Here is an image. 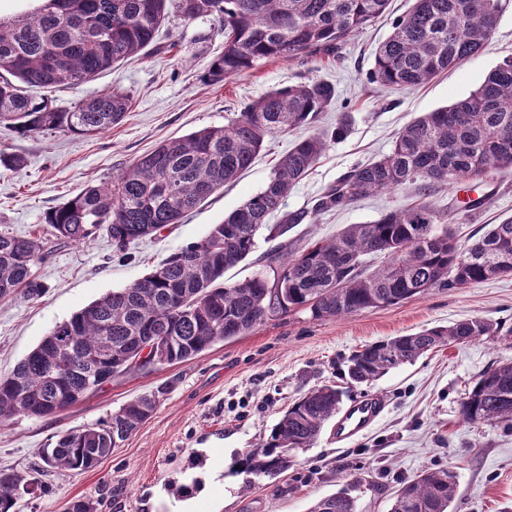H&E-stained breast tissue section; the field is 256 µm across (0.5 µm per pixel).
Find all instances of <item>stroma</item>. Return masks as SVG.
I'll use <instances>...</instances> for the list:
<instances>
[{"instance_id":"35a3bbf8","label":"stroma","mask_w":512,"mask_h":512,"mask_svg":"<svg viewBox=\"0 0 512 512\" xmlns=\"http://www.w3.org/2000/svg\"><path fill=\"white\" fill-rule=\"evenodd\" d=\"M503 3L493 38L476 56L416 89H384L368 80L377 46L413 0H391L386 13L350 37L338 56L262 60L219 84L206 82L204 75L224 51L220 20L188 21L173 13L147 56L49 94L54 106L68 109L101 91L127 92L132 106L118 126L93 136L59 131L24 136L0 126V149L26 161L16 172L0 169V234L42 240L48 251L35 267L48 287L45 296L0 300V372L11 371L55 324L204 238L264 187L293 138L267 140L236 182L179 223L123 251L103 233L80 246L57 239L43 221L48 211L87 186L110 182L164 140L224 125L268 91L318 78L335 84L337 95L316 132L332 130L344 114L350 128L343 138L329 141L283 204L287 212L312 207L343 173L388 153L399 129L468 96L512 56V0ZM464 189L461 183L440 185L422 198L460 242L512 216V176L501 178L490 204L476 216L457 208ZM417 199L411 188L374 194L294 225L282 241L299 250L334 237L345 225L374 221L388 208ZM471 318L493 324L495 335L428 351L368 384H351L343 376L347 358L363 345ZM510 359L512 276L436 289L342 318L316 320L305 311L279 314L189 361L112 380L52 417L16 418L0 427V469L31 472L40 449L55 443L57 435L103 420L129 400L162 387L166 393L153 415L111 456L84 472L46 476V490L22 495L19 512H63L67 502L83 497L98 500V512H176L179 498L167 485L191 482V461L200 451L208 455L211 485L190 512H308L316 500L343 489L355 498L357 512H390L394 492L426 469L455 474L454 512H512V424H469L461 417V403L476 375ZM329 383L342 390L344 400L376 396L385 402L365 435L339 443L327 429L277 477L237 472L238 462L266 438L287 404Z\"/></svg>"}]
</instances>
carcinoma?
Returning <instances> with one entry per match:
<instances>
[{"label": "carcinoma", "mask_w": 512, "mask_h": 512, "mask_svg": "<svg viewBox=\"0 0 512 512\" xmlns=\"http://www.w3.org/2000/svg\"><path fill=\"white\" fill-rule=\"evenodd\" d=\"M34 11L0 17V124L23 135L63 131L94 135L119 125L130 95L108 90L69 110L31 88L88 83L118 63L146 55L170 12L185 20L218 16L224 53L208 70L220 83L264 59L312 57L337 50L384 14L388 0H37ZM502 0H415L375 51L368 79L380 88L413 89L462 66L495 34ZM336 99L324 79L273 89L247 103L222 127L168 139L112 181L89 186L47 213L56 236L84 245L104 230L118 249L197 208L248 168L266 139L294 134L264 188L215 224L200 241L163 260L149 275L112 291L55 325L10 372L0 375V426L14 417L47 418L104 383L158 364L188 361L216 343L243 336L275 314L305 310L315 320L395 305L434 289H455L512 275V217L468 245L458 243L425 203L396 206L379 219L350 224L336 237L292 254L278 245L273 281L254 276L224 283V273L256 249L261 230L274 240L294 224L340 211L379 192L415 183L487 182L512 175V57L450 106L426 112L404 128L388 154L340 176L313 205L269 217L283 205L326 150L314 127ZM385 263L371 267L369 258ZM42 242L0 234V299L38 300L47 286L34 267ZM493 335L472 318L367 344L347 360L344 377L369 383L439 346ZM162 388L127 402L106 419L59 435L42 449L37 477L0 470V512H16V488L56 471L83 472L112 454L155 411ZM342 393L325 384L290 404L268 437L240 462L269 478L288 471L297 450L311 447L336 418ZM469 423L512 422V361L480 372L461 405ZM456 476L426 470L396 493L390 512H452ZM308 512H357L338 492Z\"/></svg>", "instance_id": "cac0c4a2"}]
</instances>
